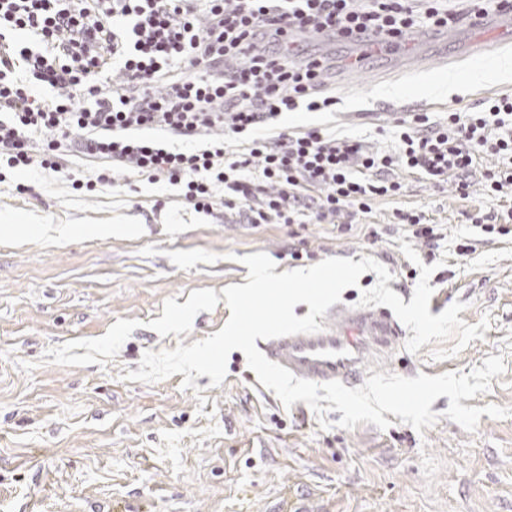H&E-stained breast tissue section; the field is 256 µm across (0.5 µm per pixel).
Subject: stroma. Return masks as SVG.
Here are the masks:
<instances>
[{"label": "stroma", "instance_id": "obj_1", "mask_svg": "<svg viewBox=\"0 0 512 512\" xmlns=\"http://www.w3.org/2000/svg\"><path fill=\"white\" fill-rule=\"evenodd\" d=\"M447 64L407 71L376 56L354 69L352 46L338 43L335 110L285 114L293 130L321 127L373 150L396 148L398 113L443 120L475 112L512 93V73L493 60L467 58L468 24L452 33ZM483 73L472 81L474 73ZM456 83H449V76ZM468 197L453 182L404 177L400 195L372 201L343 225L242 224L215 206L196 213L165 185L117 184L73 192L56 173L10 172L0 183V512H512V417L481 416L469 433L445 415L417 432L392 416L387 429L361 422L339 427L341 412L318 418L304 402L284 407L232 351L221 386L183 374L148 384L127 380L146 351L191 345L230 316L223 288L247 282L241 258L266 253L276 273L330 257L374 258L393 278L389 289L410 302L417 264L441 259L429 280L431 315L454 302L483 338L445 360L437 343L409 352L403 330L391 352L367 358L364 376L470 373L491 356L506 372L469 407L512 408V234H478L458 255L446 238L512 209L490 197L482 172ZM423 212L443 235L435 250L417 246L419 263L401 252L405 228L396 211ZM115 226L110 236L97 227ZM206 404H199V397ZM329 428H321V421Z\"/></svg>", "mask_w": 512, "mask_h": 512}]
</instances>
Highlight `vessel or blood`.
Wrapping results in <instances>:
<instances>
[{
    "label": "vessel or blood",
    "mask_w": 512,
    "mask_h": 512,
    "mask_svg": "<svg viewBox=\"0 0 512 512\" xmlns=\"http://www.w3.org/2000/svg\"><path fill=\"white\" fill-rule=\"evenodd\" d=\"M488 18V13L481 10L472 12L471 25L478 33L472 44L473 58H486L497 45L496 40L483 34ZM391 58L400 67L411 59L422 66L428 61L425 49L414 37L408 38L406 48L392 52ZM397 333V321L387 309H347L341 314L338 328L273 338L261 351L296 377L317 383L337 380L352 388L361 379L367 355L388 353Z\"/></svg>",
    "instance_id": "1"
}]
</instances>
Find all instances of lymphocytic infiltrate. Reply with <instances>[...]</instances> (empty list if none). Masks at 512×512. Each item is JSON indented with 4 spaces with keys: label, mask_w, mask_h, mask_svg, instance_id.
Returning <instances> with one entry per match:
<instances>
[{
    "label": "lymphocytic infiltrate",
    "mask_w": 512,
    "mask_h": 512,
    "mask_svg": "<svg viewBox=\"0 0 512 512\" xmlns=\"http://www.w3.org/2000/svg\"><path fill=\"white\" fill-rule=\"evenodd\" d=\"M448 0H0V161L62 172L63 156L100 160L73 190L123 172L178 187L200 213L216 203L243 224H332L398 195L394 168L457 190L493 156L485 190L512 191V96L446 122L396 121L394 152L322 128L279 129L282 114L335 106L317 55L298 38L400 40L448 29ZM181 138L173 151L146 137Z\"/></svg>",
    "instance_id": "obj_1"
}]
</instances>
